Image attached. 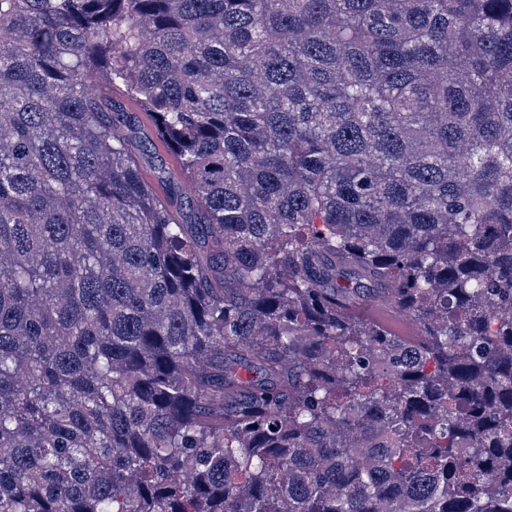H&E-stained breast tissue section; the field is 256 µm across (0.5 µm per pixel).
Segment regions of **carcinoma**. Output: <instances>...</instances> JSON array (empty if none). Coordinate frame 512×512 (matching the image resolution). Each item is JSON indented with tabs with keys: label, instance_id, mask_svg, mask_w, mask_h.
I'll use <instances>...</instances> for the list:
<instances>
[{
	"label": "carcinoma",
	"instance_id": "obj_1",
	"mask_svg": "<svg viewBox=\"0 0 512 512\" xmlns=\"http://www.w3.org/2000/svg\"><path fill=\"white\" fill-rule=\"evenodd\" d=\"M0 512H512V0H0ZM128 108L132 111L128 115L133 123L132 135L136 136L145 178L160 195H164L169 182L183 181L182 171L173 154L155 138L149 115L134 101L128 103ZM159 176H163L164 182L158 180Z\"/></svg>",
	"mask_w": 512,
	"mask_h": 512
}]
</instances>
